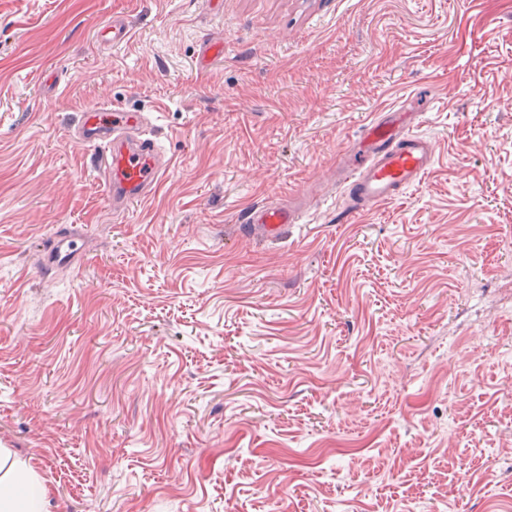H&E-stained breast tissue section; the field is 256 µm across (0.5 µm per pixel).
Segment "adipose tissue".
<instances>
[{"label": "adipose tissue", "mask_w": 512, "mask_h": 512, "mask_svg": "<svg viewBox=\"0 0 512 512\" xmlns=\"http://www.w3.org/2000/svg\"><path fill=\"white\" fill-rule=\"evenodd\" d=\"M9 476L0 480V512H48L47 495L42 482L27 464L12 460L0 451Z\"/></svg>", "instance_id": "obj_1"}]
</instances>
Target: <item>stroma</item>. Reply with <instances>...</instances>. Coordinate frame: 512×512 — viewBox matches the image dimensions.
Instances as JSON below:
<instances>
[{
    "label": "stroma",
    "mask_w": 512,
    "mask_h": 512,
    "mask_svg": "<svg viewBox=\"0 0 512 512\" xmlns=\"http://www.w3.org/2000/svg\"><path fill=\"white\" fill-rule=\"evenodd\" d=\"M105 105L171 159L121 214ZM398 106L434 165L348 213ZM0 448L49 512H512V0H0ZM301 196L288 203H263L248 207L241 215L240 223L246 224L252 234L267 239L277 238L286 224L301 223ZM80 253L76 238L69 234L56 236L42 256V263L47 268L72 266Z\"/></svg>",
    "instance_id": "obj_1"
}]
</instances>
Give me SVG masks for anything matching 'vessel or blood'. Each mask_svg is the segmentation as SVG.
Masks as SVG:
<instances>
[{
  "instance_id": "obj_1",
  "label": "vessel or blood",
  "mask_w": 512,
  "mask_h": 512,
  "mask_svg": "<svg viewBox=\"0 0 512 512\" xmlns=\"http://www.w3.org/2000/svg\"><path fill=\"white\" fill-rule=\"evenodd\" d=\"M415 112H380L365 126L360 141L345 150L339 163L347 209L372 210L421 183L435 160V143L416 134ZM143 116L136 111L99 107L84 112L76 142L98 148L107 202L114 212L154 194L170 160L153 139L142 137ZM301 200L248 207L241 215L252 234L273 239L283 227L299 223ZM80 253L76 238L56 236L42 256L45 267L73 264Z\"/></svg>"
}]
</instances>
